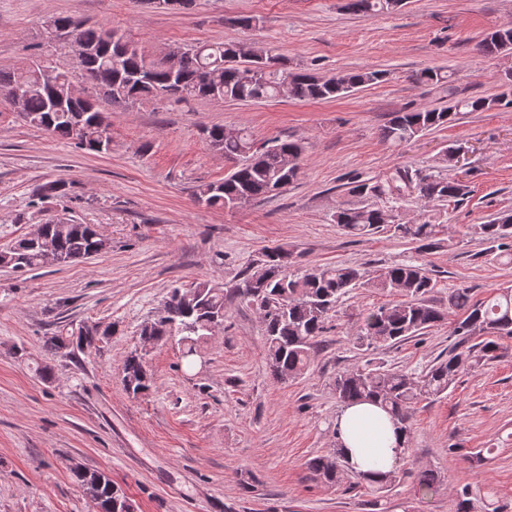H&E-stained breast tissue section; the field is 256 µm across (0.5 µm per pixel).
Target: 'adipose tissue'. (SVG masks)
<instances>
[{"label":"adipose tissue","instance_id":"adipose-tissue-1","mask_svg":"<svg viewBox=\"0 0 512 512\" xmlns=\"http://www.w3.org/2000/svg\"><path fill=\"white\" fill-rule=\"evenodd\" d=\"M336 443L353 471L388 473L406 449V440L379 404L345 406L336 418Z\"/></svg>","mask_w":512,"mask_h":512}]
</instances>
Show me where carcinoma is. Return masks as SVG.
<instances>
[{"instance_id":"cac0c4a2","label":"carcinoma","mask_w":512,"mask_h":512,"mask_svg":"<svg viewBox=\"0 0 512 512\" xmlns=\"http://www.w3.org/2000/svg\"><path fill=\"white\" fill-rule=\"evenodd\" d=\"M405 0H347L346 9L362 16L396 11ZM77 42L86 49L81 69L95 74L96 97H72L77 74L56 69L46 78L41 67L31 65L12 71L0 70V91L16 85L24 87L21 103L0 94L28 125L64 140L75 148L89 152L109 153L112 141L104 148L95 146L99 138L98 119L103 111L97 99L110 103L135 104L142 101L179 102L200 97L216 102H255L276 99L282 87L286 96L298 101L335 99L385 80L381 70H341L326 77L311 72H293L280 66L279 58L268 49L237 41L196 44L173 50L172 57L150 61L132 42L117 32L99 25L82 23L76 33ZM485 55L497 56L512 50V24L499 26L485 34L477 45ZM425 86L452 87L449 75L441 68H425L413 75ZM512 96L457 98L448 91V104L413 110L402 109L382 129V137L401 145L416 136L453 121L461 112H485L511 106ZM215 151L233 163L224 179L196 186L195 197L211 208L233 209L263 199L297 179L301 170L304 144L299 140L274 137L261 144L245 129L228 132L214 125L203 130ZM462 149L450 144L439 157L441 169L411 171L397 168L382 181L352 179L349 194L364 201L384 198L386 208L372 204L339 207L333 214L347 235L363 237L389 228L393 235L418 244V250L440 247V225L434 215L425 214L418 224H402L393 215L394 208L410 197L429 205L460 202L470 193L469 186L443 172L452 167L454 155ZM38 199H57L66 195V184L60 180L41 185ZM474 233L492 244L487 251L494 259L512 260V214L505 213L484 224L474 225ZM100 232L94 224L79 222L39 224L34 236H24L6 246L8 253L23 270L44 266L43 251H56L65 264L93 257ZM292 253L281 246L269 248L263 259L247 267L235 284L222 288L207 280L188 287H175L170 292L169 314L157 321L146 322L140 331L143 346L176 338L184 345L183 358L192 365L199 342L212 335V329L224 322L228 304L235 299L256 307L264 323V351L271 374L286 381L304 373L316 339L325 331L329 312L349 291L367 284L382 291H398L404 300L369 312L356 333L355 343L366 349L380 344L397 343L423 334L445 318V309L435 305L427 295L436 283L426 268L415 260L386 267L369 278L364 270L352 266H316L300 273L290 272ZM448 308L463 312L464 318L454 329L466 342L476 343L460 351L453 349L418 378L368 363L336 375L333 389L336 398L346 404L372 399L387 410L397 428L410 434L409 409L419 401L437 397L446 391L464 366L475 367L496 358V339L512 336V288H503L485 301L472 300L470 291L457 289L448 294ZM109 329L98 331L95 324L84 325L67 334H54L42 340L46 361L37 365L36 374L44 381L54 377L51 360L75 358L83 345H90L109 335ZM125 390L133 396L144 394L154 386L142 355L132 352L123 365ZM307 468L317 479L337 483L348 463L341 449L307 461ZM73 480L91 503L93 512H130L132 500L112 483V478L99 470L71 469ZM438 473L422 472L418 491L427 495L437 491Z\"/></svg>"}]
</instances>
